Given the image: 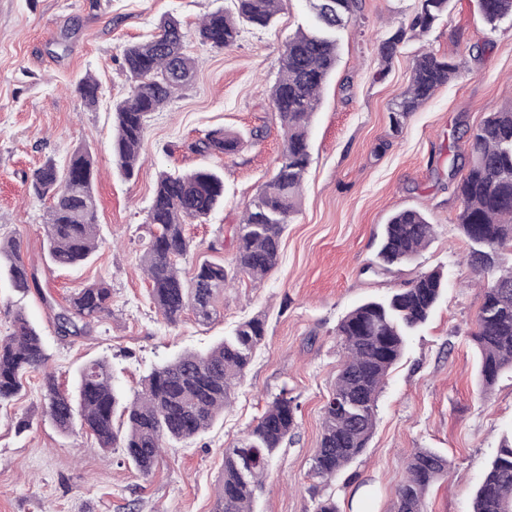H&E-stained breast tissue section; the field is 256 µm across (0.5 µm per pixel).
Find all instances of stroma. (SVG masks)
Wrapping results in <instances>:
<instances>
[{
    "instance_id": "35a3bbf8",
    "label": "stroma",
    "mask_w": 512,
    "mask_h": 512,
    "mask_svg": "<svg viewBox=\"0 0 512 512\" xmlns=\"http://www.w3.org/2000/svg\"><path fill=\"white\" fill-rule=\"evenodd\" d=\"M411 3L360 0L342 35L311 126L300 206L282 235L275 270L225 289L213 320L188 312L173 326L149 299L138 245L157 176L200 166L223 173L224 205L187 225L193 250L182 268L189 274L203 261L231 260L244 206L280 159L283 129L270 92L284 42L309 23L304 0H283L272 25L244 30L225 50L202 44L197 26L215 10L232 9V0H0V235L20 239L26 263L56 300L99 280L112 290L111 316L69 343L56 335L54 313L37 294L18 295L1 276L0 336L10 332L15 309H24L63 387L72 386L84 362L103 358L130 395L154 366L211 347L245 319H266V339L223 417L195 442L168 449L148 478L88 433H59L44 416L41 371L26 373L21 394L0 406V512H212L223 488L225 446L245 438L283 391L299 405L297 426L271 463L255 512H316L328 496L340 512H394L404 464L422 448L450 462L447 479L426 497L427 512H471L486 467L512 435V373L482 391L470 331L483 290L465 259L455 173L467 160L471 130L512 102V21L487 32L476 0H453L447 18L425 37L405 39L382 64L378 45ZM168 15L184 24L197 74L151 114L140 168L128 179L112 160V104L128 89L122 50ZM424 47L451 56L458 71L394 126L391 106ZM88 74L100 84L92 106L75 91ZM217 129L241 136L236 154L192 151ZM79 149L95 161L102 243L91 262L59 268L44 247L49 202L30 195L26 180L46 159L63 165ZM403 208L426 213L435 228L431 243L411 264L369 273L384 224ZM432 269L442 270L447 287L390 369L367 447L334 480L321 482L310 467L343 359L339 321L362 300L387 296Z\"/></svg>"
}]
</instances>
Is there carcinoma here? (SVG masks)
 Here are the masks:
<instances>
[{
    "instance_id": "obj_1",
    "label": "carcinoma",
    "mask_w": 512,
    "mask_h": 512,
    "mask_svg": "<svg viewBox=\"0 0 512 512\" xmlns=\"http://www.w3.org/2000/svg\"><path fill=\"white\" fill-rule=\"evenodd\" d=\"M234 10L218 9L198 26L202 42L216 49L237 43L248 27L270 26L282 0H233ZM309 29H299L283 45L278 78L271 98L284 129L281 159L272 179L245 205L230 265L204 261L191 278L178 262L191 251L184 225L204 221L224 202V176L210 168L159 174L145 223L153 226L143 243L141 262L150 283V299L169 324L189 310L207 322L217 314L216 299L239 276L261 281L278 265L287 224L298 211L304 174L310 159L309 132L322 91L338 63L337 35L346 30L360 9L359 0H305ZM489 30L512 20V0H476ZM451 0H415L408 25L400 26L379 45L385 63L407 34H428L440 17L449 14ZM181 22L168 16L157 33L126 46L122 69L129 87L113 104V160L130 178L140 162L147 119L166 106L174 94L190 85L195 60L185 52ZM456 64L432 50L414 60L409 87L392 108L395 119L418 111L435 91L456 74ZM75 91L93 106L99 84L91 77ZM242 144L237 133L212 131L192 149L201 155H232ZM94 162L76 151L67 167L46 160L36 169L29 190L51 199L44 228L50 260L58 267L88 261L99 246L97 203L93 190ZM460 232L471 244L469 260L487 274L482 306L471 332L479 353L484 388H491L504 371H512V265L503 251H512V104L489 112L472 132L470 160L459 179ZM434 235L427 216L413 208L394 213L385 224L378 258L384 267L407 264L426 249ZM11 287L23 294L35 291L52 305L37 269L24 261L21 242L0 239V259ZM445 289L439 269L422 272L385 298L354 307L336 329L343 361L334 388L323 407L322 433L311 471L329 482L367 447L375 425L378 395L390 368L400 359L408 337L429 319ZM112 314V289L104 282L79 288L55 314L62 340L88 334ZM265 321L255 316L239 323L232 335L205 351H186L154 367L129 399L104 359L84 364L71 391L60 389L47 370L49 355L39 329L21 310L14 312L11 332L0 337V405L22 390V375L42 369L44 415L60 433L75 426L93 435L99 447L118 450L122 461L144 477L152 474L164 449L204 435L224 414L234 388L243 380L256 350L265 341ZM298 404L282 390L269 402L247 437L224 448L222 512H253L255 492L262 486L270 462L288 440L297 421ZM449 461L427 449L416 451L405 464L396 489L398 512H424L429 487L448 476ZM472 512H512V443L484 475Z\"/></svg>"
}]
</instances>
